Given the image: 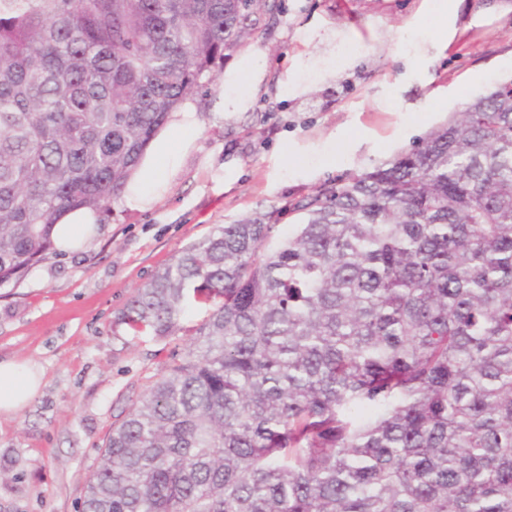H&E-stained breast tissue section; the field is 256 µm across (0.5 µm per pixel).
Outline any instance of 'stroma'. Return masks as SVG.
<instances>
[{"instance_id": "35a3bbf8", "label": "stroma", "mask_w": 512, "mask_h": 512, "mask_svg": "<svg viewBox=\"0 0 512 512\" xmlns=\"http://www.w3.org/2000/svg\"><path fill=\"white\" fill-rule=\"evenodd\" d=\"M252 49L266 77L252 106L214 112L236 53L192 100L205 125L148 210L114 200L83 250L50 251L0 286V359L43 372L37 395L0 414V512H78L113 423L166 375L191 336L117 321L136 288L217 227L280 211L326 182L410 150L475 95L512 76V0H279ZM316 39H309V32Z\"/></svg>"}]
</instances>
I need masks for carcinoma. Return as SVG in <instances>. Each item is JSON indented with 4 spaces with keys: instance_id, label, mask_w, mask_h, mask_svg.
Here are the masks:
<instances>
[{
    "instance_id": "cac0c4a2",
    "label": "carcinoma",
    "mask_w": 512,
    "mask_h": 512,
    "mask_svg": "<svg viewBox=\"0 0 512 512\" xmlns=\"http://www.w3.org/2000/svg\"><path fill=\"white\" fill-rule=\"evenodd\" d=\"M276 0H0V285L108 208ZM218 227L121 321L198 339L82 512H512V80L408 152Z\"/></svg>"
}]
</instances>
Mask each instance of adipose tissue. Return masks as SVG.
<instances>
[{
	"instance_id": "ef3b65f1",
	"label": "adipose tissue",
	"mask_w": 512,
	"mask_h": 512,
	"mask_svg": "<svg viewBox=\"0 0 512 512\" xmlns=\"http://www.w3.org/2000/svg\"><path fill=\"white\" fill-rule=\"evenodd\" d=\"M266 72L263 54L252 52L240 58L235 69L225 73L224 90L216 106L221 113L241 112L252 103L253 87L259 86ZM203 121L192 102L172 112L164 131L158 133L122 193L129 207L144 210L164 194L175 175L180 157L193 149ZM98 233V214L89 209L66 212L53 231L56 249L75 252L86 247ZM41 371L26 362L0 360V414L21 409L38 392Z\"/></svg>"
}]
</instances>
